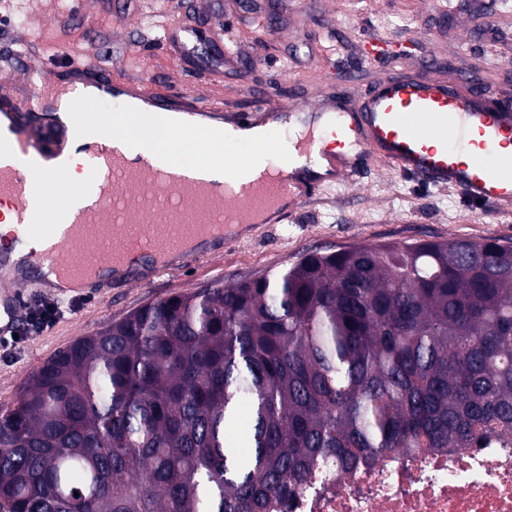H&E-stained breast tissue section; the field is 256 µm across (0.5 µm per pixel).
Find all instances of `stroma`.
Wrapping results in <instances>:
<instances>
[{
    "label": "stroma",
    "mask_w": 512,
    "mask_h": 512,
    "mask_svg": "<svg viewBox=\"0 0 512 512\" xmlns=\"http://www.w3.org/2000/svg\"><path fill=\"white\" fill-rule=\"evenodd\" d=\"M12 0L0 23V44L28 32L26 48L51 57L57 68L29 70L21 85L26 106L52 99L68 76L64 56L93 52L121 77L153 86L175 84L244 108L254 88L280 89L314 99L319 87L344 85L359 70L370 85L400 75L475 84L512 97V12L499 0ZM209 20L230 39L238 65L218 58L219 42L199 46L192 60L168 55L159 28ZM382 39L377 55L367 49ZM495 238L512 244V215L489 212L459 191L399 175L380 162L320 191L287 220L254 225L234 249L207 254L177 271L133 272L100 296L26 285L30 304L55 303L60 314L40 333H19L0 346V410L17 402L26 380L76 340L121 320L142 305L199 289L226 286L296 263L310 251L330 253L368 244H405Z\"/></svg>",
    "instance_id": "stroma-1"
}]
</instances>
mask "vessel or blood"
<instances>
[{
  "label": "vessel or blood",
  "mask_w": 512,
  "mask_h": 512,
  "mask_svg": "<svg viewBox=\"0 0 512 512\" xmlns=\"http://www.w3.org/2000/svg\"><path fill=\"white\" fill-rule=\"evenodd\" d=\"M196 31L180 35L169 30L164 47L186 56L197 40ZM76 87L71 109H88L89 89L125 99L141 81L118 82L95 59L72 65ZM137 112L122 114L131 131L147 130L161 112L212 116L224 104L204 103L199 95L175 90L151 91ZM506 107L483 90L424 78H398L372 87L350 84L346 91L328 89L313 105L290 101L273 105L265 91H256L249 110H235L236 128L269 125L245 161L232 162L235 141L225 140L217 163L221 181L184 170L155 154L148 140L136 148L147 163L130 167L111 134L92 143L89 177L80 184L49 168L64 143H80L77 127L49 124L20 113L15 90L0 87V117L10 123V136H0V199L9 200L19 235L35 236L41 256L18 268L0 252V335L15 333L25 312L23 287L47 267L57 275L83 281L87 294L96 295L105 281L94 278L98 265H124L133 252L149 249L163 254L177 249L183 237L210 224H251L257 213L274 211L287 218L291 209L324 187L327 177L345 178L359 158L375 153L378 160L401 174L436 188H453L495 212H512V157L490 160L497 147L512 143V118ZM336 120L335 134L353 146L352 153L331 154L317 147L313 121ZM302 124L296 151L285 154L283 165L270 163V149L281 143L289 121ZM320 154L327 159V176H309L294 166V155Z\"/></svg>",
  "instance_id": "b4317fda"
}]
</instances>
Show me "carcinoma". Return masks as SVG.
Here are the masks:
<instances>
[{"mask_svg":"<svg viewBox=\"0 0 512 512\" xmlns=\"http://www.w3.org/2000/svg\"><path fill=\"white\" fill-rule=\"evenodd\" d=\"M511 446L512 246L363 245L54 355L0 411V512H269L391 452Z\"/></svg>","mask_w":512,"mask_h":512,"instance_id":"1","label":"carcinoma"}]
</instances>
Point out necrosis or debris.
I'll return each instance as SVG.
<instances>
[{
    "label": "necrosis or debris",
    "instance_id": "obj_1",
    "mask_svg": "<svg viewBox=\"0 0 512 512\" xmlns=\"http://www.w3.org/2000/svg\"><path fill=\"white\" fill-rule=\"evenodd\" d=\"M272 512H512V447L392 452Z\"/></svg>",
    "mask_w": 512,
    "mask_h": 512
}]
</instances>
